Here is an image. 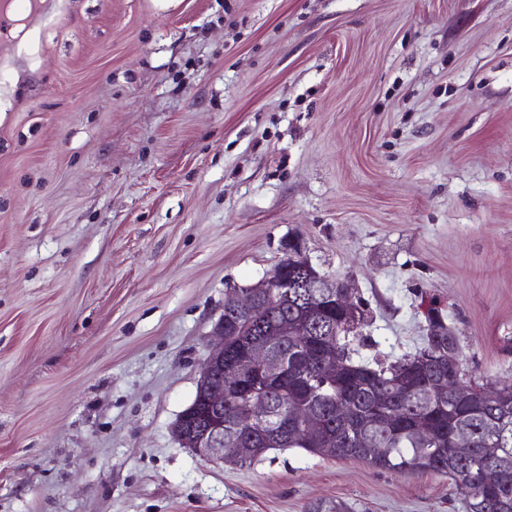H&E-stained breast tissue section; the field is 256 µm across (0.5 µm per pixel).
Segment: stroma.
<instances>
[{
  "mask_svg": "<svg viewBox=\"0 0 512 512\" xmlns=\"http://www.w3.org/2000/svg\"><path fill=\"white\" fill-rule=\"evenodd\" d=\"M512 383V0L0 4V512H464L444 475L172 433L288 242Z\"/></svg>",
  "mask_w": 512,
  "mask_h": 512,
  "instance_id": "obj_1",
  "label": "stroma"
}]
</instances>
